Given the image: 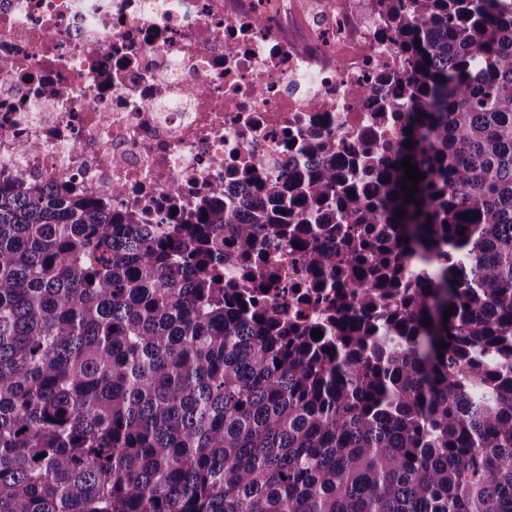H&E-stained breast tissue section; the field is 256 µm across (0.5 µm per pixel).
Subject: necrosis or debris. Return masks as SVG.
<instances>
[{"instance_id":"necrosis-or-debris-1","label":"necrosis or debris","mask_w":512,"mask_h":512,"mask_svg":"<svg viewBox=\"0 0 512 512\" xmlns=\"http://www.w3.org/2000/svg\"><path fill=\"white\" fill-rule=\"evenodd\" d=\"M265 26H257V17ZM375 0H0V184L66 179L112 209L234 197L303 138L352 147L398 123L359 90L398 66ZM268 304L325 323L326 293L268 251Z\"/></svg>"}]
</instances>
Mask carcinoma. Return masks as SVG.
Segmentation results:
<instances>
[{
	"mask_svg": "<svg viewBox=\"0 0 512 512\" xmlns=\"http://www.w3.org/2000/svg\"><path fill=\"white\" fill-rule=\"evenodd\" d=\"M387 8L399 135L343 169L312 137L175 215L0 186V512H512V0ZM226 233L336 290L320 339Z\"/></svg>",
	"mask_w": 512,
	"mask_h": 512,
	"instance_id": "carcinoma-1",
	"label": "carcinoma"
}]
</instances>
